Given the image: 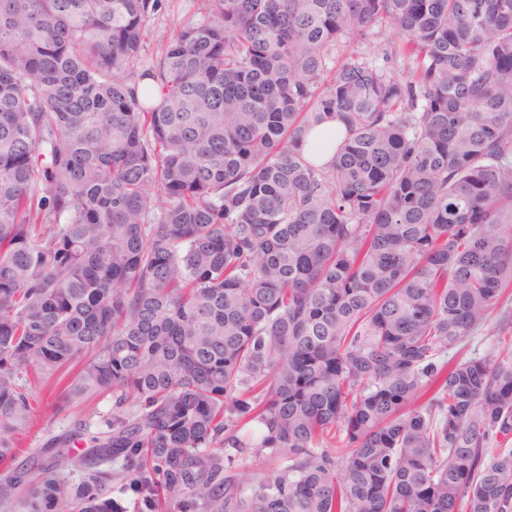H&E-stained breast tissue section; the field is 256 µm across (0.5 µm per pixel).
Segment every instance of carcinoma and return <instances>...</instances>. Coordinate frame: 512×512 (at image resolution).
I'll list each match as a JSON object with an SVG mask.
<instances>
[{"label":"carcinoma","instance_id":"cac0c4a2","mask_svg":"<svg viewBox=\"0 0 512 512\" xmlns=\"http://www.w3.org/2000/svg\"><path fill=\"white\" fill-rule=\"evenodd\" d=\"M160 7L0 0V512H512V0ZM204 5V0H161V9L150 18L148 25L155 34L171 31L189 19H199L203 11L200 8ZM502 308H495L489 317V321L478 335L472 336L462 345L448 351V357L454 359L462 357L482 356L493 349H505L512 344V329H500L499 319ZM460 349V350H459ZM459 351V352H458ZM457 353V354H456ZM456 355V356H455ZM48 384L43 386L39 383L33 385L31 404L34 408L37 424L29 432L24 440L26 448H37L42 439L43 430H51L58 434L69 428L77 418L78 408L64 405L62 399L54 400L50 395Z\"/></svg>","mask_w":512,"mask_h":512}]
</instances>
